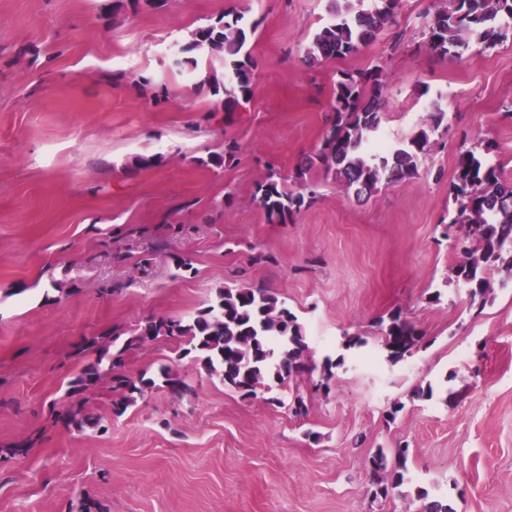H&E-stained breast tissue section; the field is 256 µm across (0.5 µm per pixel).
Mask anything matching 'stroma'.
<instances>
[{
    "label": "stroma",
    "instance_id": "stroma-1",
    "mask_svg": "<svg viewBox=\"0 0 512 512\" xmlns=\"http://www.w3.org/2000/svg\"><path fill=\"white\" fill-rule=\"evenodd\" d=\"M112 2L0 0V512H77L84 500L92 512H420V489L455 512H512V272L494 270L488 302L472 305L445 232L460 148H490L512 179V30L443 61L427 29L450 0H401L357 54L310 67L329 0H121L115 14ZM232 9L256 67L227 112L196 89L201 70L172 60ZM376 67L382 139L430 136L416 174L359 199L318 171L315 203L267 222L256 184L316 153L336 81ZM436 102L445 118L431 129ZM228 140L232 165H197ZM179 257L193 264L180 277ZM220 286L285 301L311 363L343 357L330 390L318 373L298 377L306 418L282 406L287 389L241 396L160 338L126 370L172 366L194 394L155 389L116 417L102 384L82 395L97 428L55 422L84 339L189 318ZM395 313L423 336L396 364L379 342ZM347 334L362 345L342 350ZM427 385L432 398H418ZM20 445L28 454L10 456ZM398 446L407 479L372 498L368 459Z\"/></svg>",
    "mask_w": 512,
    "mask_h": 512
}]
</instances>
